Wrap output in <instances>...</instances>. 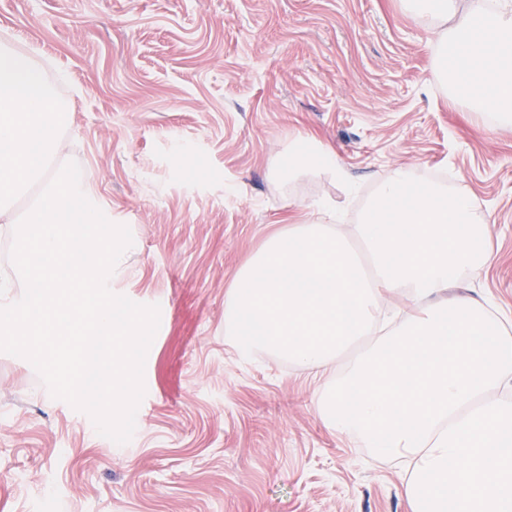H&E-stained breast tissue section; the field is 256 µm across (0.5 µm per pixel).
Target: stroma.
Segmentation results:
<instances>
[{
    "mask_svg": "<svg viewBox=\"0 0 512 512\" xmlns=\"http://www.w3.org/2000/svg\"><path fill=\"white\" fill-rule=\"evenodd\" d=\"M430 38L400 0H0V40L69 75L57 162L93 173L95 203L138 243L113 293L166 302L124 445L0 352V512H412L406 463L321 419L332 376L240 360L224 301L277 219L327 196L349 234L402 167L446 174L491 220L493 265L444 300L512 321V129L432 79ZM307 133L354 200L324 179L281 191L272 162Z\"/></svg>",
    "mask_w": 512,
    "mask_h": 512,
    "instance_id": "35a3bbf8",
    "label": "stroma"
}]
</instances>
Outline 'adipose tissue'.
<instances>
[{"label": "adipose tissue", "mask_w": 512, "mask_h": 512, "mask_svg": "<svg viewBox=\"0 0 512 512\" xmlns=\"http://www.w3.org/2000/svg\"><path fill=\"white\" fill-rule=\"evenodd\" d=\"M415 17L429 21L432 43L438 55L451 57L433 75L457 85L477 80L475 112H493L499 126H512V0H470L460 8L459 0H403ZM275 175L282 180L302 176L323 177L353 189L347 171L336 153L322 141L299 136L288 143Z\"/></svg>", "instance_id": "obj_1"}]
</instances>
